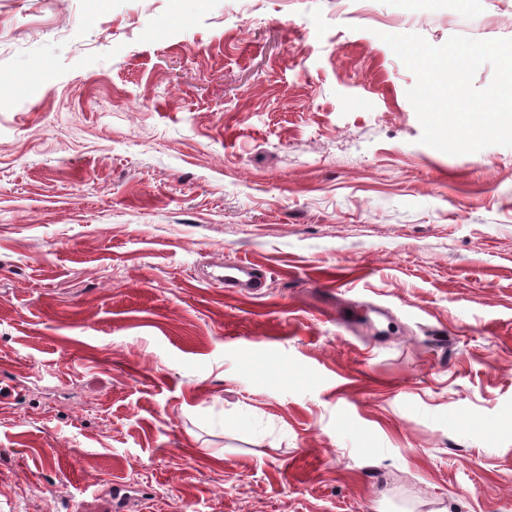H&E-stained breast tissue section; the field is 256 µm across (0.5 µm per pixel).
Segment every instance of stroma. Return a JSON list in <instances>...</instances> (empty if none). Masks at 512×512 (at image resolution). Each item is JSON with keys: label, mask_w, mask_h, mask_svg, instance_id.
Masks as SVG:
<instances>
[{"label": "stroma", "mask_w": 512, "mask_h": 512, "mask_svg": "<svg viewBox=\"0 0 512 512\" xmlns=\"http://www.w3.org/2000/svg\"><path fill=\"white\" fill-rule=\"evenodd\" d=\"M393 32L512 0H0V512H512V148ZM217 280L224 282V287L259 288L258 282H262V277L252 264L239 260L224 264V274Z\"/></svg>", "instance_id": "1"}]
</instances>
